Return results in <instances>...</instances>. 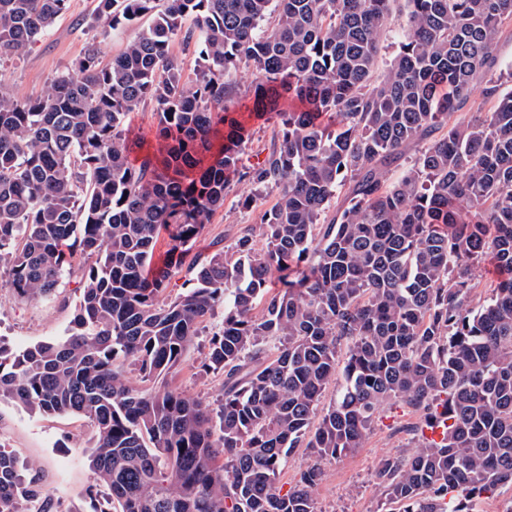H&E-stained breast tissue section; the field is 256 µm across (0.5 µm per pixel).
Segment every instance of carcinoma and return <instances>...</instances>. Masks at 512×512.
<instances>
[{"instance_id":"obj_1","label":"carcinoma","mask_w":512,"mask_h":512,"mask_svg":"<svg viewBox=\"0 0 512 512\" xmlns=\"http://www.w3.org/2000/svg\"><path fill=\"white\" fill-rule=\"evenodd\" d=\"M395 2L95 0L96 26L153 23L105 65L89 46L38 100L0 82L9 285L51 297L76 253L95 258L64 338L10 355L0 345V398L92 423L90 465L113 512H315L320 462L362 447L397 403L426 427L448 415L441 441L421 436L410 456L379 463L401 512H472L512 485V276L474 296L487 255L512 272V92H500L495 54L512 0H405L400 49L376 83ZM70 3L0 0V64L49 35ZM173 43L197 55L195 78ZM243 63L265 81L242 96ZM480 75L494 104L468 118ZM148 99L156 145L135 157L125 121ZM271 114V148L245 162L250 122ZM233 177L252 186L249 205L277 191L263 242L244 232L227 251L189 257ZM162 229L169 249L154 267ZM175 271L186 291L164 301ZM217 306L205 367L224 373L218 408L130 385L131 370L145 383L176 371ZM296 448L314 461L284 492L277 476ZM20 500L52 512L0 446V512Z\"/></svg>"}]
</instances>
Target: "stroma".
Returning a JSON list of instances; mask_svg holds the SVG:
<instances>
[{
  "instance_id": "1",
  "label": "stroma",
  "mask_w": 512,
  "mask_h": 512,
  "mask_svg": "<svg viewBox=\"0 0 512 512\" xmlns=\"http://www.w3.org/2000/svg\"><path fill=\"white\" fill-rule=\"evenodd\" d=\"M93 8V0H72L70 11L56 20L49 36L33 45L23 59L0 65V81L20 98H39L56 74L83 56L88 44H96L101 61L110 62L152 21L146 15L114 29L93 27L87 22ZM250 192L248 185L233 183L223 209L211 216L197 238L196 255L208 257L217 246H231L241 228L259 227L265 207L274 204L276 194L267 191L262 205L242 208L240 202ZM78 286L73 280L57 298L28 300L0 279V343L19 351L63 338L75 315ZM223 317V308H215L171 380L188 397L211 402L222 392L223 373L204 369L203 364L209 339ZM417 422V414L406 406H384L362 448L323 462V477L314 491L318 512H398V504L386 501L375 470L386 457L409 454L414 443L410 428ZM94 433L87 420L34 415L10 400H0V445L15 455L22 470L37 477L55 512H102L107 506L106 491L98 487L89 464Z\"/></svg>"
}]
</instances>
